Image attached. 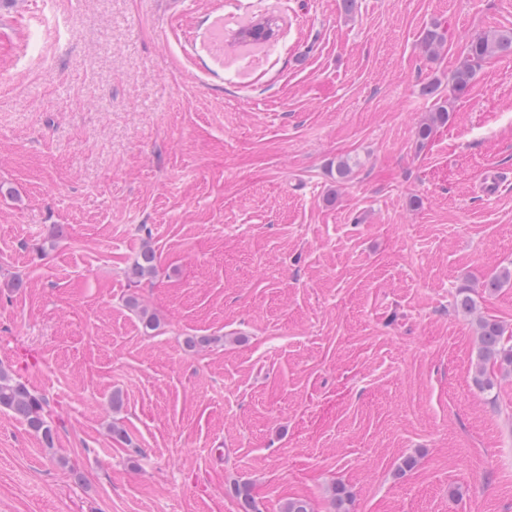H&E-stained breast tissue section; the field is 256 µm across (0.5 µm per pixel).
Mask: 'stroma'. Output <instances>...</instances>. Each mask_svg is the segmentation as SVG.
Instances as JSON below:
<instances>
[{
    "label": "stroma",
    "instance_id": "1",
    "mask_svg": "<svg viewBox=\"0 0 512 512\" xmlns=\"http://www.w3.org/2000/svg\"><path fill=\"white\" fill-rule=\"evenodd\" d=\"M270 14L264 47L212 27ZM502 30L512 0H0V364L57 432L0 412V512H238L239 480L260 512L338 484L512 512V374L473 386L454 306L512 330L483 288L512 268V56L448 92ZM512 53V31L493 34L479 33L466 41V55L458 67L448 75V87L452 96L465 92L471 85L477 69L487 59ZM156 253L149 242H145L140 254L133 261L127 270L131 278L139 279L146 275L153 274L156 269Z\"/></svg>",
    "mask_w": 512,
    "mask_h": 512
}]
</instances>
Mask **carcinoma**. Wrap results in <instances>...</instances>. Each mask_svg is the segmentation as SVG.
Listing matches in <instances>:
<instances>
[{
	"instance_id": "carcinoma-1",
	"label": "carcinoma",
	"mask_w": 512,
	"mask_h": 512,
	"mask_svg": "<svg viewBox=\"0 0 512 512\" xmlns=\"http://www.w3.org/2000/svg\"><path fill=\"white\" fill-rule=\"evenodd\" d=\"M444 34L432 26L422 36L421 46L428 53L439 51L444 45ZM512 53V31H498L493 34L479 33L466 41V55L458 67L448 74V87L452 96L465 92L471 85L477 69L487 59L501 54ZM449 108L440 106L431 117L430 123L420 128L418 136L422 140L430 137L433 124L448 121ZM156 253L150 243H144L140 254L127 270L130 277L142 278L155 272ZM458 310L468 314L476 309V301L470 289L461 288L456 295ZM512 371V335H505L504 325L495 319L479 321L477 332L476 366L472 376L474 387L483 393L491 392L496 386L497 371ZM45 398L33 393L26 384L17 380L11 371L0 366V411L13 414L20 419L29 431L38 435L46 447L54 445L56 429L46 410ZM240 512H257L250 486L238 483L234 487ZM350 496L345 488L336 485L332 489L333 512H350Z\"/></svg>"
}]
</instances>
